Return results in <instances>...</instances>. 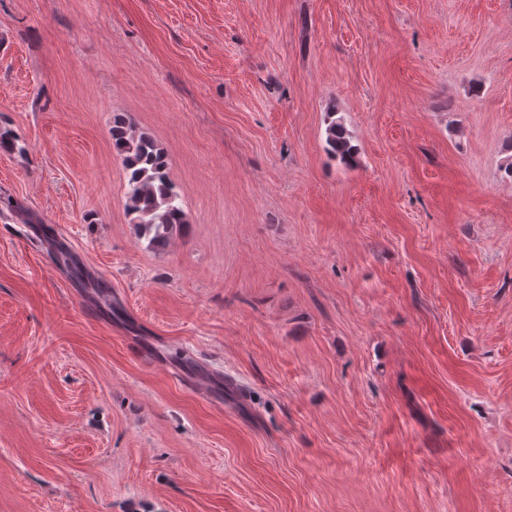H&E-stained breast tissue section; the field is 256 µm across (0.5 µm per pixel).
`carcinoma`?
I'll return each mask as SVG.
<instances>
[{"instance_id":"cac0c4a2","label":"carcinoma","mask_w":512,"mask_h":512,"mask_svg":"<svg viewBox=\"0 0 512 512\" xmlns=\"http://www.w3.org/2000/svg\"><path fill=\"white\" fill-rule=\"evenodd\" d=\"M328 153L350 164L358 148L342 120L328 121L326 127ZM112 144L121 156L126 170V209L134 216L139 235L148 239V245L160 246L175 233H181L189 224L181 204V196L169 178L164 150L146 133L135 130L132 120L117 114L112 121ZM0 150L22 152L18 138L9 129L0 130Z\"/></svg>"}]
</instances>
